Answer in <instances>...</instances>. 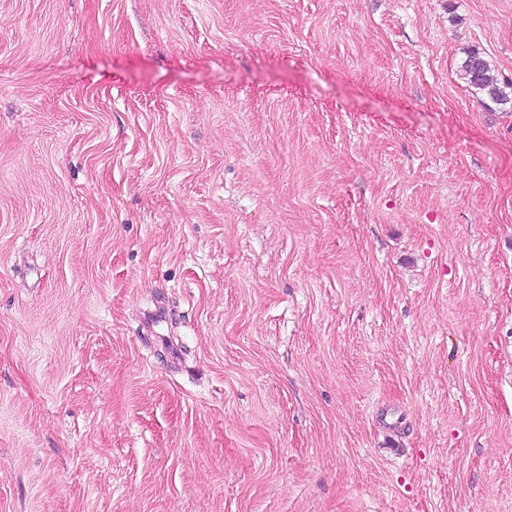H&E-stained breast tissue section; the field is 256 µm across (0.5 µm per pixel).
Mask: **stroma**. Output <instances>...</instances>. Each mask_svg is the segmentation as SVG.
Segmentation results:
<instances>
[{"mask_svg": "<svg viewBox=\"0 0 512 512\" xmlns=\"http://www.w3.org/2000/svg\"><path fill=\"white\" fill-rule=\"evenodd\" d=\"M512 0H0V512H512ZM464 57L459 66V76L465 84L474 90L476 94L482 96L483 103L494 105H505L512 102V97L506 89H510L511 84L499 82L493 75V69L489 60L476 48H467L463 51ZM502 84V85H501Z\"/></svg>", "mask_w": 512, "mask_h": 512, "instance_id": "1", "label": "stroma"}]
</instances>
